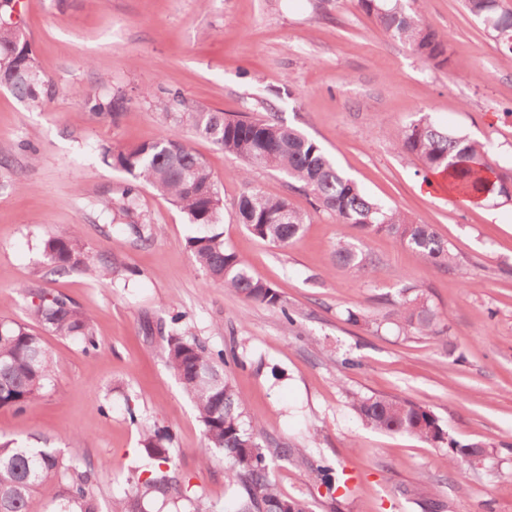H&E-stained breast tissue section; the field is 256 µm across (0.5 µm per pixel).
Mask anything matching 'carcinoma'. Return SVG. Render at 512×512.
<instances>
[{
    "label": "carcinoma",
    "instance_id": "cac0c4a2",
    "mask_svg": "<svg viewBox=\"0 0 512 512\" xmlns=\"http://www.w3.org/2000/svg\"><path fill=\"white\" fill-rule=\"evenodd\" d=\"M0 0V87H7L30 108H40L55 84L37 67L29 41L12 25L11 3ZM418 0H357L358 7L395 40L406 45L425 63L443 68L450 63L449 48L422 17ZM466 9L484 23L498 47L501 60L512 64V10L500 0H465ZM172 100L188 114L193 131L211 139L247 164L238 176L248 181L249 168L277 170L288 178V187L310 197L313 204L352 224L363 235L384 233L418 252L440 268L456 270L459 265L447 240L432 224L410 218L396 207L368 197L337 167L335 161L313 139L279 120L229 116L190 103L180 93ZM91 109L113 116L124 106L118 93L102 101L88 98ZM395 149L417 158L423 177L448 174L458 194L470 199H512V167L491 160L486 144L433 123L424 115L405 127ZM103 160L124 171L129 182L121 194L126 212L136 208L140 186L152 188L180 209L188 223L207 228L189 237L194 269L212 282L245 299L281 312L288 324L294 318L281 294L256 275L247 261L224 242L219 231L223 198L206 162L174 134L166 131L151 142L117 151L103 150ZM237 223L253 236L286 249L301 235L306 213L295 209L286 197H270L250 189L235 205ZM43 251L60 269L80 268L98 277L112 269V260L95 259L75 233L50 235ZM334 263L358 273L374 263L358 244L339 240L332 253ZM20 292L32 298L29 319L56 336L82 342L95 352L99 342L92 315L66 295L53 294L34 285ZM385 321L403 336H444L448 325L430 303L424 290L407 282L390 300ZM185 314L176 312L156 323L164 342L168 367L177 375L193 402L203 429L198 449L202 462L215 454L224 455L225 478L240 488L234 512H286L289 498L278 490L272 459L307 463L301 449L267 439L262 441L244 420L243 403L224 374V367L243 364L235 350L214 351L191 334ZM55 361L41 336L25 324L0 321V408L17 413L44 393L54 376ZM350 409L364 424L383 432L405 433L436 443L447 436L441 421L428 407L397 396H350ZM131 421L141 424L143 451L155 465L133 475L116 512H146V505L161 500L175 512H203L201 495L192 490L181 474L176 457L165 444L166 435L156 426L141 422L138 412L128 408ZM452 469L477 468L487 449L474 443L448 444ZM97 474L87 463L67 462L54 448H31L13 439H0V512H30L31 500L44 495L58 502V512H98L95 498Z\"/></svg>",
    "mask_w": 512,
    "mask_h": 512
}]
</instances>
